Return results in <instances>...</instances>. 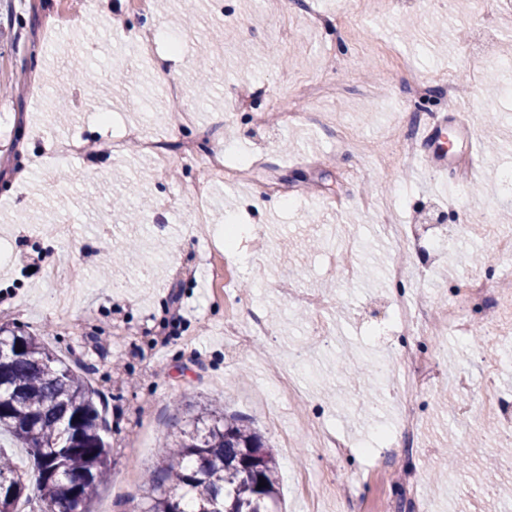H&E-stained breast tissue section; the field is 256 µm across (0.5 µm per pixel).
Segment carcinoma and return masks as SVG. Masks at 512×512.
<instances>
[{"label": "carcinoma", "instance_id": "carcinoma-1", "mask_svg": "<svg viewBox=\"0 0 512 512\" xmlns=\"http://www.w3.org/2000/svg\"><path fill=\"white\" fill-rule=\"evenodd\" d=\"M105 427L84 377L38 336L0 326V436L27 450L33 479L0 448V512H93L111 472ZM144 480L140 512H280L272 448L245 418L211 404L189 414Z\"/></svg>", "mask_w": 512, "mask_h": 512}]
</instances>
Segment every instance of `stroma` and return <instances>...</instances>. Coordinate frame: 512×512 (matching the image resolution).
Listing matches in <instances>:
<instances>
[{
    "instance_id": "obj_1",
    "label": "stroma",
    "mask_w": 512,
    "mask_h": 512,
    "mask_svg": "<svg viewBox=\"0 0 512 512\" xmlns=\"http://www.w3.org/2000/svg\"><path fill=\"white\" fill-rule=\"evenodd\" d=\"M327 21L312 28L309 11ZM496 0H0V324L37 336L62 359L86 368L108 419L111 481L95 500L132 512L144 495L142 472L184 427L185 403L209 401L246 417L273 446L283 512H382L387 500L412 512L395 481L407 482L428 512H501L504 501L482 468L512 445L494 441L501 412L463 416L451 386L459 371L474 383L493 379L512 404V366L499 350L445 333L432 349L430 377L416 404L410 450L399 428L402 408H368L383 382L341 371L338 359L400 360L390 327L384 269L397 251L381 235L365 197H384L407 223L447 229L448 246L432 253L429 238L407 252L410 268L426 267L417 301L461 303L469 254L492 252L512 235V26L496 25ZM159 36L141 58L143 34ZM219 61L224 80L210 85L200 58ZM165 61L168 95L155 75ZM431 83L454 78L480 103L450 120L469 128L475 149L456 140L443 172L422 171L395 151L392 136L414 111L405 66ZM208 98H201L202 87ZM289 104L299 121L284 123ZM495 114L499 146L489 152L486 117ZM167 138V171L130 145L113 146L126 129ZM348 143L337 148L335 130ZM207 131L224 162L244 166L243 179L211 184L207 219L196 223L187 188L199 172L174 151ZM94 141L86 152L46 161L55 138ZM480 195L460 196L464 186ZM177 201L161 209L160 200ZM495 214L491 224L480 214ZM74 224L59 240L55 224ZM248 227L234 252L224 226ZM352 237L358 277L340 292L322 249L328 230ZM41 265L80 266L84 282H45ZM229 267L231 283L213 274ZM339 295L329 312L331 341L309 344V311L289 305L279 285ZM261 317L267 336L240 343L225 336L235 317ZM303 354L298 377L307 396L273 394L271 373ZM338 431L341 456L315 447V425ZM481 438L477 465L447 469L448 441ZM358 482L356 497L347 487Z\"/></svg>"
}]
</instances>
